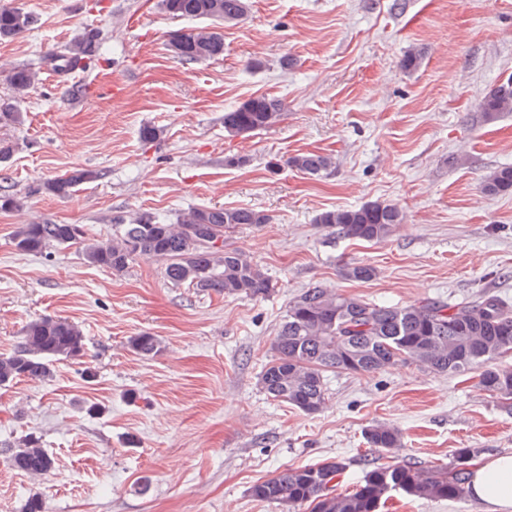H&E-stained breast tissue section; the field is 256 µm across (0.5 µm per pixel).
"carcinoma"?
<instances>
[{"instance_id": "obj_1", "label": "carcinoma", "mask_w": 512, "mask_h": 512, "mask_svg": "<svg viewBox=\"0 0 512 512\" xmlns=\"http://www.w3.org/2000/svg\"><path fill=\"white\" fill-rule=\"evenodd\" d=\"M162 9L174 19L204 20L206 26L170 33L169 47L179 60L200 63L224 54L223 36L212 25L234 22L247 15L249 0H161ZM38 28V17L17 7L0 5V40L15 38ZM101 48L100 31L88 29L75 37L65 53L53 55L50 63L58 71L96 56ZM17 93L38 81V73L21 66L3 74ZM477 110L493 120L512 112V77L495 85L478 103ZM284 112L281 99L257 94L224 111V133L246 138L257 130L275 126ZM21 121V113L9 100H0V125ZM286 164L318 176L328 171L332 157L319 153L297 154ZM92 177L82 171L64 174L47 183L52 194L65 197L80 182ZM490 195L512 191V166L490 171L481 182ZM267 214L249 208L190 207L166 222L152 213H142L127 222L115 220L112 235L86 238L80 224H22L12 235L17 250L42 254L50 248L79 245L86 263L122 274L138 258L162 264L164 276L174 285H187L200 292L226 296L263 297L273 288L268 272L248 255L224 244L226 233L243 225L266 224ZM316 223L336 229L344 238L380 242L403 223L394 204L370 202L357 207L326 210ZM375 268L354 265L344 269L349 279L366 281ZM142 356L161 351V341L140 332L127 341ZM82 328L67 319L43 316L27 323L18 346L0 355V385L15 381L47 379L55 362L82 355ZM273 356L259 376L260 389L272 400L305 413L320 411L325 403L326 374L378 372L398 361H412L434 372L459 374L481 367V383L512 414V368L496 364L512 354V307L496 295L449 305L426 301L399 306L370 303L337 294L320 285L303 289L289 303L272 341ZM372 448H396L400 432L376 424L365 433ZM6 461L15 470L43 476L53 468V458L40 439L25 436L14 447L4 449ZM471 451H459L457 465L422 470L409 462L374 467L365 471L353 490L336 492L346 464L335 458L294 469L285 468L250 488L253 498L272 502L296 512L302 505L310 512H378L393 490L407 496L450 500L464 493L465 467Z\"/></svg>"}]
</instances>
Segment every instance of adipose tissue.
Wrapping results in <instances>:
<instances>
[{
    "label": "adipose tissue",
    "mask_w": 512,
    "mask_h": 512,
    "mask_svg": "<svg viewBox=\"0 0 512 512\" xmlns=\"http://www.w3.org/2000/svg\"><path fill=\"white\" fill-rule=\"evenodd\" d=\"M467 486L471 498L485 505L488 512H512V454L475 464Z\"/></svg>",
    "instance_id": "ef3b65f1"
}]
</instances>
